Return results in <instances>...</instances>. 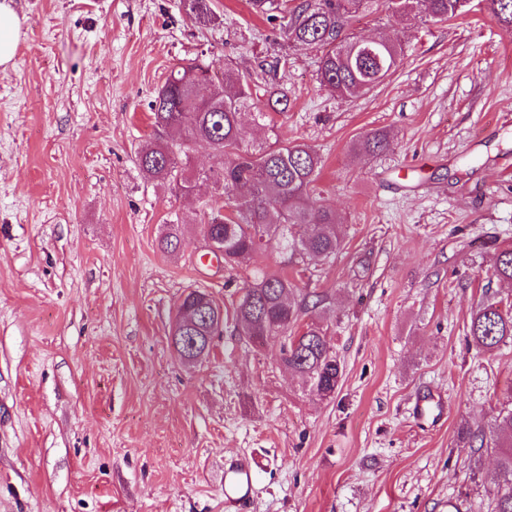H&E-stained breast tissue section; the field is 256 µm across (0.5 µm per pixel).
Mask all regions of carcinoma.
Returning a JSON list of instances; mask_svg holds the SVG:
<instances>
[{
	"mask_svg": "<svg viewBox=\"0 0 512 512\" xmlns=\"http://www.w3.org/2000/svg\"><path fill=\"white\" fill-rule=\"evenodd\" d=\"M255 13L274 16L284 7L279 0H249ZM371 0H300L283 27L294 46H319L323 52L317 76L321 85L342 99L367 93L390 78L403 57L401 43L380 39L369 45L347 33L351 17L369 7ZM420 12L439 20L462 14L458 0H403ZM186 15L209 25L216 20L213 0H182ZM491 18L512 31V0H485ZM339 46L331 47L334 42ZM288 91L277 86L264 89L252 74L239 71L221 60L179 64L170 70L164 84L150 103L157 141L137 155L143 175L179 193H194L202 199L205 219L216 235L224 238V262L246 266L262 248L273 247L289 258L330 259L342 241L336 212L312 201L321 160L311 148L275 139L268 146L245 147L240 135L247 122L255 124L269 112L288 111ZM182 142L201 140L224 155V166L198 177L188 176L179 166L169 136ZM388 133L373 130L355 143L365 155L384 150ZM222 192L223 206L214 208L205 200L206 184ZM181 243V225L170 224L159 239L165 252L176 251ZM495 275L512 281V248L500 250L495 258ZM296 285L282 271L254 275L235 307V320L244 335L262 343L268 337H285L282 361L298 374L310 393L321 400L334 397L342 365L319 327L308 324L296 335L288 329L299 325L308 307L323 306L321 295L305 293L297 302L291 296ZM180 311L198 315L200 330L192 336H215L221 326L200 307L197 292L187 293ZM466 336L477 349H491L512 342V311L496 302L478 306L470 317ZM491 439L496 442V471L485 488L488 512H512V407L499 410Z\"/></svg>",
	"mask_w": 512,
	"mask_h": 512,
	"instance_id": "cac0c4a2",
	"label": "carcinoma"
}]
</instances>
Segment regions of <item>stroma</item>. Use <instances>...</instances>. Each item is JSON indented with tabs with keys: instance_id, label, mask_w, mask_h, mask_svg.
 I'll use <instances>...</instances> for the list:
<instances>
[{
	"instance_id": "1",
	"label": "stroma",
	"mask_w": 512,
	"mask_h": 512,
	"mask_svg": "<svg viewBox=\"0 0 512 512\" xmlns=\"http://www.w3.org/2000/svg\"><path fill=\"white\" fill-rule=\"evenodd\" d=\"M202 26L180 0H13L22 19L0 69V512H237L224 466H262L246 512H477L495 469L474 449L512 390V342L468 347L483 300L512 305L493 272L512 246V32L478 9L447 21L374 0L357 36L400 40L385 83L343 100L317 80L316 47L288 46L248 0H213ZM276 79L290 106L251 147L280 138L322 160L314 196L336 211L335 259L248 267L204 246L196 199L147 180L149 103L171 68L223 59ZM383 129L387 148L355 152ZM180 249L161 251L165 225ZM286 268L325 296L343 366L322 401L280 344L240 336L233 308L255 273ZM224 330L190 366L170 341L191 290ZM440 419L413 415L416 396Z\"/></svg>"
}]
</instances>
